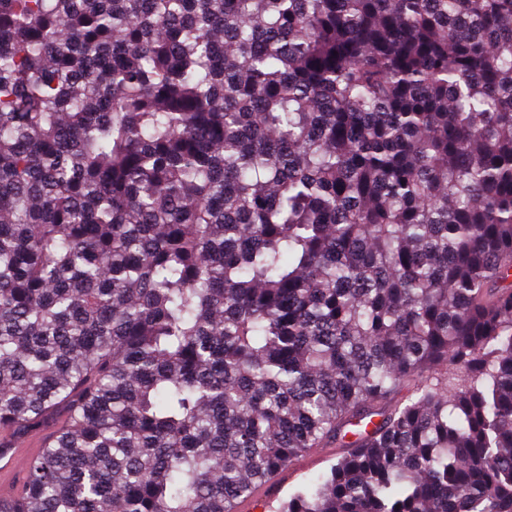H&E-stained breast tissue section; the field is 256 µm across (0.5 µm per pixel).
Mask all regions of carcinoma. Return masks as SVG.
I'll use <instances>...</instances> for the list:
<instances>
[{"instance_id":"carcinoma-1","label":"carcinoma","mask_w":512,"mask_h":512,"mask_svg":"<svg viewBox=\"0 0 512 512\" xmlns=\"http://www.w3.org/2000/svg\"><path fill=\"white\" fill-rule=\"evenodd\" d=\"M17 507L512 512V0H0ZM350 449L340 446L336 447L335 445L333 448L318 449L294 461L275 477L273 480L275 483L274 488L268 492L262 489L265 498L267 494L274 499L272 506L255 512H276L279 498L288 496V494L302 487L307 480L316 478L325 472L330 463L329 459L336 461V457L346 454Z\"/></svg>"}]
</instances>
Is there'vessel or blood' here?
<instances>
[{"mask_svg": "<svg viewBox=\"0 0 512 512\" xmlns=\"http://www.w3.org/2000/svg\"><path fill=\"white\" fill-rule=\"evenodd\" d=\"M46 442L47 433L43 430L22 437L0 430V503L12 501L23 474Z\"/></svg>", "mask_w": 512, "mask_h": 512, "instance_id": "obj_1", "label": "vessel or blood"}]
</instances>
